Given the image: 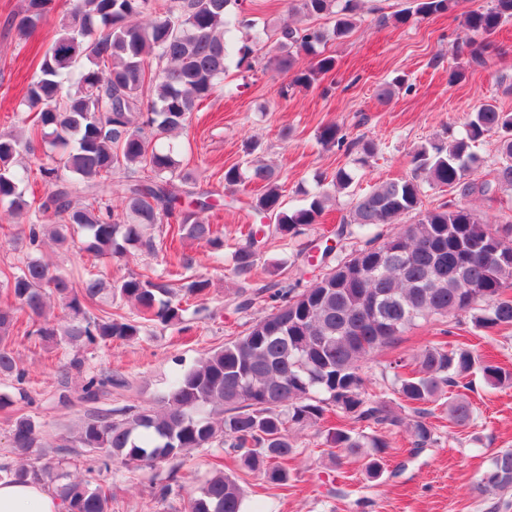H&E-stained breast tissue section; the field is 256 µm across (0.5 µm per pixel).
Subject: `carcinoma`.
I'll list each match as a JSON object with an SVG mask.
<instances>
[{"label":"carcinoma","mask_w":512,"mask_h":512,"mask_svg":"<svg viewBox=\"0 0 512 512\" xmlns=\"http://www.w3.org/2000/svg\"><path fill=\"white\" fill-rule=\"evenodd\" d=\"M52 0H26L16 18L19 38L27 39L51 11ZM291 10L311 19L334 18L330 29L284 25L266 37L273 40L266 65L291 75V85L310 87L336 67V59L318 52L331 39L346 36L358 23L364 0H291ZM456 0H416L420 19L451 12ZM512 21V0H491L484 9L464 14L461 26L468 48L467 63L477 70L488 64L490 39ZM243 0H73L44 51L21 104L35 112L28 129L0 133V210L25 224L33 249L48 236L70 248L74 232L84 233L82 250L95 257H123L154 252L151 230L169 225L171 241L205 243L215 251L224 240L200 214L217 206L215 193L200 190L180 168L176 146L159 144L189 123L192 112L209 98L227 71L253 68L251 41L233 43L234 31L253 29ZM313 57L297 68L301 54ZM154 59L157 68L146 61ZM498 137L499 161L487 175H477L481 159L474 144ZM322 145L351 150L334 123L319 132ZM49 147V162L34 171L20 164L36 144ZM410 176L374 186L352 199L348 215L333 235L357 239L415 214L388 234L366 239L350 253L325 246L322 272L306 288L281 282L274 288L240 291L239 307L247 310L266 297L270 312L247 332L214 349L192 367L171 377L161 405L95 411L65 448H87L103 466L118 461L126 467L169 466L166 482L154 495L168 499L179 486L180 461L194 450L223 448L235 469L215 464L214 474L189 497L184 512H247L241 474L260 475L274 487L288 484L295 459L293 433L340 412L359 424L358 430L329 428L325 442L333 466L357 458L366 477L382 476L390 442L383 430L406 427L417 449L433 448L440 437L428 418V405L441 400L447 388L479 374L491 386L512 383V372L481 358L466 344L450 345L443 336L431 340L412 361L402 356L385 367L398 399L409 410L402 415L365 396L363 363L396 344L419 320L467 312L478 301L475 328L491 332L512 328V221L491 231L468 208L442 202L426 208L430 190L448 187L461 198L491 202L512 190V113L485 101L461 137L448 144L432 142L415 150ZM123 178L121 210L103 198L105 184ZM47 187L42 197L28 195L30 178ZM250 182L261 190L252 208L276 218L275 231L285 239L304 234L325 211L328 194L317 191L302 208L285 211L275 169L259 158L244 168L224 170V188ZM260 259L257 232L248 229L246 243L231 253L233 272L251 278ZM170 280L131 274L112 283L100 272L86 271L79 280L53 269L27 253L3 273L0 286L15 306L0 307V375L26 380L10 342L22 311L33 320L27 335L42 345H71L140 336V320L165 325L183 323L182 303L206 294L209 281H185L178 272ZM131 304L137 318L110 310L112 298ZM63 307L62 322L45 318L48 299ZM130 381L119 373L86 380L83 399L95 402L109 388L124 389ZM473 407L464 397L448 404L455 425L468 423ZM11 444L19 455L44 447L35 421L24 413L11 419ZM56 484L62 512H111V495L91 487L87 479L69 480L58 467H0V481ZM482 492L512 489V450L496 452L477 483Z\"/></svg>","instance_id":"obj_1"}]
</instances>
